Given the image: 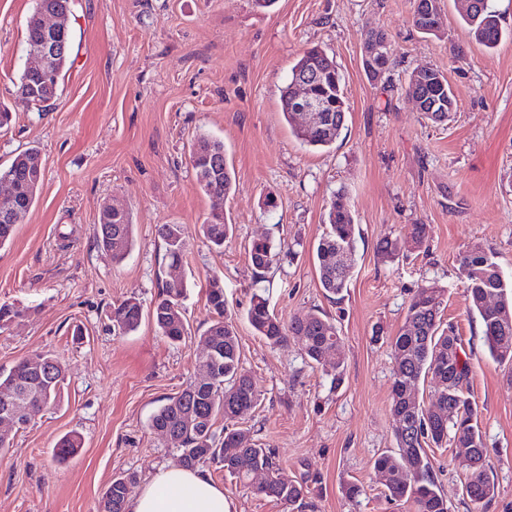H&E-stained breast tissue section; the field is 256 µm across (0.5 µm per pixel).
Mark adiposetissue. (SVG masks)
<instances>
[{
    "instance_id": "obj_1",
    "label": "adipose tissue",
    "mask_w": 512,
    "mask_h": 512,
    "mask_svg": "<svg viewBox=\"0 0 512 512\" xmlns=\"http://www.w3.org/2000/svg\"><path fill=\"white\" fill-rule=\"evenodd\" d=\"M128 512H232L224 489L203 469H161L127 503Z\"/></svg>"
}]
</instances>
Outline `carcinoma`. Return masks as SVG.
I'll use <instances>...</instances> for the list:
<instances>
[{
	"label": "carcinoma",
	"mask_w": 512,
	"mask_h": 512,
	"mask_svg": "<svg viewBox=\"0 0 512 512\" xmlns=\"http://www.w3.org/2000/svg\"><path fill=\"white\" fill-rule=\"evenodd\" d=\"M72 0H35V8L27 23L26 47L36 42V17L44 11L71 15ZM414 11L429 19L424 23L413 21L421 32L438 35L440 15L435 0H414ZM460 17L467 24L476 42L487 49L495 48L506 35L501 25L494 0H462ZM66 47L57 55L51 74L40 76L24 69L16 83L15 102L26 106L24 96L35 91L41 95L58 93L62 73L71 64V33L65 28ZM325 61L328 56L318 48L306 50L291 68L288 85L282 94L285 120L301 144L313 148L331 146L345 121L346 100L342 76L338 69L327 72L319 92L324 94L332 112L330 121L320 128L303 126L297 113L291 109L293 81L297 73L308 68L312 60ZM404 92L412 99L420 98L426 104L424 115L442 122L455 110L457 101L447 77L438 69L423 67L410 73ZM190 162L201 191L211 200L224 199L233 189V173L228 165L224 142L207 134L197 136L190 150ZM43 177V163L39 150L31 147L16 155L10 164L0 165V181L14 180L22 187L23 211L27 216L39 197ZM327 230L316 246L319 281L326 295L332 299L343 297L354 269L356 224L353 212L344 195L331 200L327 210ZM203 237L216 249L233 232V225L224 218L223 206H213L204 224ZM165 246V259L169 266L183 262L185 240L180 224H163L159 228ZM95 239L97 245L112 253V260L120 263L133 247V224L126 210L101 211ZM422 227L414 225L410 240H385L378 253L392 261L403 251L422 245ZM249 258L257 271H264L273 262V245L266 238L254 240ZM466 268V292L469 312L478 316L482 336L490 355L499 363L512 366V280L503 276L494 256L480 246L473 247L461 258ZM184 289L163 287L162 297L152 309V319L173 342L182 340L186 332L181 306ZM446 289L428 284L410 297L405 322L392 342L393 382L391 409L395 417L394 435L397 453H383L374 462L384 496L390 501L406 500L413 512H449L448 501L442 495L431 457L427 449L451 448L453 460L464 472V494L470 512H484L495 495V483L486 461V448L479 429L481 410L470 391L471 367L462 358L464 350L453 326L441 327V309ZM207 302L212 314L208 328L199 338L203 365L212 376L209 379L190 377L181 391L167 398V402L153 415L151 427L168 432L174 437L173 454L178 465L194 468L215 463L224 468V474L239 482L249 483L252 475L263 471L267 480L259 484L256 492L274 498L288 512H303L307 507L309 487L288 476L280 466L271 448H263L251 436L229 427V423L260 404V393L252 377L240 362L237 332L224 299V289L211 288ZM142 304L129 297L112 309L111 320L115 329L134 332L140 326ZM246 319L254 332L269 343L278 345L288 338L297 339L307 359L328 366L331 383L338 386L345 374L343 342L336 324L324 312L309 310L292 315L288 322L281 321L270 309L269 300L255 293L246 311ZM51 363L42 373L29 378L28 389L34 400L53 405L64 383L61 360L48 356ZM29 360L19 361L11 370L0 373V390L16 387V376L25 372ZM435 381V401L425 406L419 401L421 380ZM224 418V434L217 435L214 425ZM81 448L77 435L64 437L56 448V457L63 461ZM136 480L132 473L112 479L103 495L104 512H127L129 486Z\"/></svg>",
	"instance_id": "obj_1"
}]
</instances>
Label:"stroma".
<instances>
[{"instance_id": "stroma-1", "label": "stroma", "mask_w": 512, "mask_h": 512, "mask_svg": "<svg viewBox=\"0 0 512 512\" xmlns=\"http://www.w3.org/2000/svg\"><path fill=\"white\" fill-rule=\"evenodd\" d=\"M509 35L492 50L478 44L457 11L439 0V36L411 23L413 0H75L69 25L73 67L45 111L15 106L26 26L35 0H0V104L12 121L0 133V164L38 147L39 199L12 242L0 249V303L24 309L0 330V372L38 353L60 357L66 382L54 407L34 413L0 450V512H99L112 478L140 483L172 464L170 444L151 418L196 369L197 341L211 313L218 277L232 313L242 367L262 402L236 428L272 448L288 475L306 481L307 512H412L388 501L373 470L396 450L391 412V343L419 287L446 288L443 324L462 340L480 406V427L496 485L486 512H512V367L494 362L477 316L469 314L461 257L492 251L512 279V0H495ZM384 30L394 62L367 78L362 46ZM317 46L333 57L348 104L335 143L303 146L282 113L294 63ZM441 70L457 99L447 121L419 112L403 87L418 67ZM223 140L235 174L224 202L234 234L223 251L198 232L212 202L189 160L197 134ZM344 194L355 216L354 275L339 300L325 297L314 247L325 212ZM277 206H263L265 195ZM127 210L134 245L113 263L95 226L105 202ZM163 224L184 227L187 332L178 342L157 329L151 311L170 278ZM424 228L420 250L381 261L380 240ZM271 238L277 257L258 272L248 248ZM266 292L281 320L317 309L334 318L346 375L330 386L297 342L273 345L245 318L253 292ZM134 296L137 331H114L113 306ZM82 439L60 461L65 435ZM449 512H466L461 468L450 449L433 448ZM235 512H288L275 499L208 466ZM362 493L347 498L348 483Z\"/></svg>"}]
</instances>
